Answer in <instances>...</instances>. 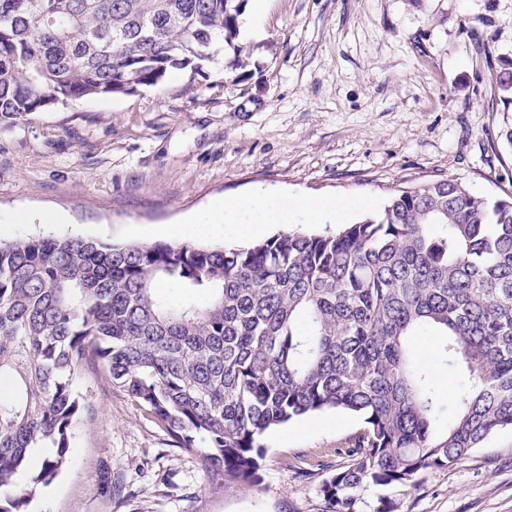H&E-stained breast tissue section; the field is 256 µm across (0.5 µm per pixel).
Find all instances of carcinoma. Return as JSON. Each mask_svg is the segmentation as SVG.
Segmentation results:
<instances>
[{
  "label": "carcinoma",
  "instance_id": "cac0c4a2",
  "mask_svg": "<svg viewBox=\"0 0 512 512\" xmlns=\"http://www.w3.org/2000/svg\"><path fill=\"white\" fill-rule=\"evenodd\" d=\"M245 0H0V126L93 95L197 72L234 46ZM512 103V62L495 72ZM171 279L181 292H159ZM200 295L208 296L204 302ZM429 329L465 388L446 407L411 336ZM88 369L122 389L212 480L253 486L263 439L335 410L363 418L320 493L353 512L364 488L414 485L512 429V196L453 179L395 190L333 232L287 228L245 246L107 245L82 237L0 244V512H26L73 462Z\"/></svg>",
  "mask_w": 512,
  "mask_h": 512
}]
</instances>
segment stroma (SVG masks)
<instances>
[{"instance_id": "stroma-1", "label": "stroma", "mask_w": 512, "mask_h": 512, "mask_svg": "<svg viewBox=\"0 0 512 512\" xmlns=\"http://www.w3.org/2000/svg\"><path fill=\"white\" fill-rule=\"evenodd\" d=\"M237 43L246 68L228 48L203 71L0 126V242H166L256 190L352 201L351 224L432 180L512 193V109L492 72L512 61V0H268ZM73 387L93 408L77 462L27 512H325L320 486L364 427L336 411L290 421L264 440L260 485L224 489L125 392L87 370ZM354 512H512V429L416 485L365 488Z\"/></svg>"}]
</instances>
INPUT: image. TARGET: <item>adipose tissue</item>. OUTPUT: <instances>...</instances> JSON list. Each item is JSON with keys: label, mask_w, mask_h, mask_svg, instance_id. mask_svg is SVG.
<instances>
[{"label": "adipose tissue", "mask_w": 512, "mask_h": 512, "mask_svg": "<svg viewBox=\"0 0 512 512\" xmlns=\"http://www.w3.org/2000/svg\"><path fill=\"white\" fill-rule=\"evenodd\" d=\"M350 207L334 198H289L270 193H255L242 198L224 201L209 213V224L225 225L231 237L243 238L269 224L291 223L295 213L306 214L318 222L326 215L345 220Z\"/></svg>", "instance_id": "obj_1"}]
</instances>
